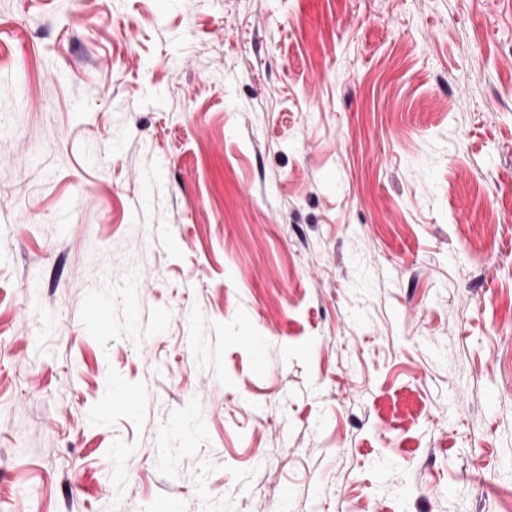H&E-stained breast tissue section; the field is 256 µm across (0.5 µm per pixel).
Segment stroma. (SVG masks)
I'll use <instances>...</instances> for the list:
<instances>
[{
	"label": "stroma",
	"instance_id": "stroma-1",
	"mask_svg": "<svg viewBox=\"0 0 512 512\" xmlns=\"http://www.w3.org/2000/svg\"><path fill=\"white\" fill-rule=\"evenodd\" d=\"M0 512H512V0H0ZM112 310V297L101 295L92 297L83 312V318L101 327L106 326L110 321Z\"/></svg>",
	"mask_w": 512,
	"mask_h": 512
}]
</instances>
